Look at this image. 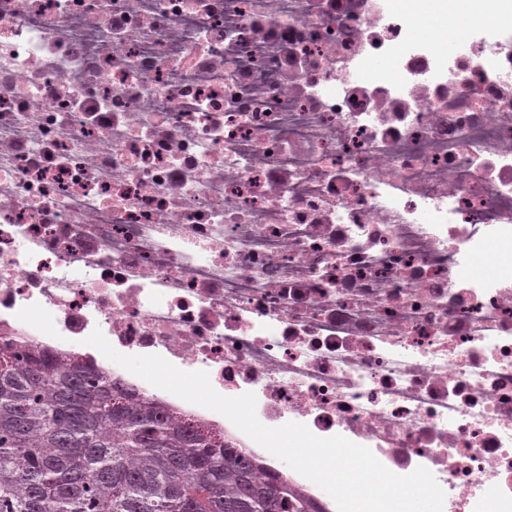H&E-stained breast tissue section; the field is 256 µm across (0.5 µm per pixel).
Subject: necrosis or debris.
Listing matches in <instances>:
<instances>
[{
    "instance_id": "1",
    "label": "necrosis or debris",
    "mask_w": 512,
    "mask_h": 512,
    "mask_svg": "<svg viewBox=\"0 0 512 512\" xmlns=\"http://www.w3.org/2000/svg\"><path fill=\"white\" fill-rule=\"evenodd\" d=\"M420 25L396 0H0V336L154 393L101 330L265 426L427 468L443 512H512V22L448 53Z\"/></svg>"
}]
</instances>
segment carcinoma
Masks as SVG:
<instances>
[{"label":"carcinoma","instance_id":"1","mask_svg":"<svg viewBox=\"0 0 512 512\" xmlns=\"http://www.w3.org/2000/svg\"><path fill=\"white\" fill-rule=\"evenodd\" d=\"M0 512H323L101 368L0 338Z\"/></svg>","mask_w":512,"mask_h":512}]
</instances>
